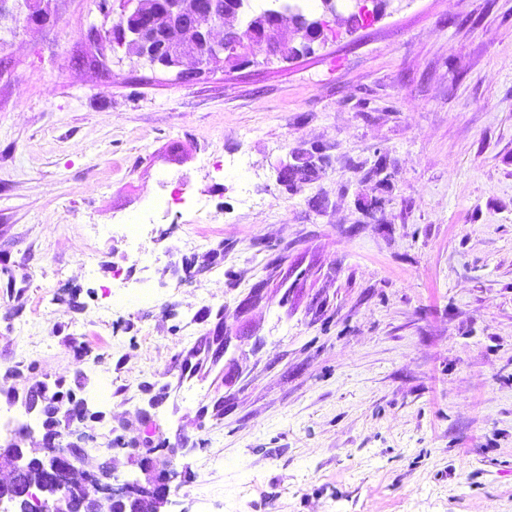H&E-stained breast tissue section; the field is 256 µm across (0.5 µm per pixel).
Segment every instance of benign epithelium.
Masks as SVG:
<instances>
[{"label": "benign epithelium", "instance_id": "obj_1", "mask_svg": "<svg viewBox=\"0 0 512 512\" xmlns=\"http://www.w3.org/2000/svg\"><path fill=\"white\" fill-rule=\"evenodd\" d=\"M34 4L27 16L30 27L45 25L50 15ZM243 0H228V6L218 10L207 0H128L130 16L138 19L128 24L124 18L96 30L101 45L124 47L134 41L139 47L137 58L151 69L176 71V79L190 81L197 75L224 63V54L235 48L233 64L246 66L254 62L257 53L278 57L290 44L306 45L310 37L293 25L286 13L261 15L249 24H242L240 10ZM372 0H336V8L351 9L349 18L370 23L377 19ZM223 37H215V30ZM63 399L50 402L40 395L30 401L26 413L43 418V456L40 486L22 483L33 458L28 450L12 441L0 443V469L7 467L12 474L0 483V512H15L23 505L28 512H162L172 504L170 483L177 472L172 460L159 462L155 451L148 448L138 460L145 479L117 482L114 460L105 461L98 472L81 469L87 450L61 447L62 424L75 420H96L87 404L62 409Z\"/></svg>", "mask_w": 512, "mask_h": 512}]
</instances>
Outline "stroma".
<instances>
[{"label":"stroma","mask_w":512,"mask_h":512,"mask_svg":"<svg viewBox=\"0 0 512 512\" xmlns=\"http://www.w3.org/2000/svg\"><path fill=\"white\" fill-rule=\"evenodd\" d=\"M49 10L0 15V438L41 448L5 394L60 381L103 414L61 444L122 480L114 436L172 449L175 512H512V0H403L185 83L94 43L98 0ZM297 148L331 164L289 193ZM164 177L210 217L130 240Z\"/></svg>","instance_id":"obj_1"}]
</instances>
